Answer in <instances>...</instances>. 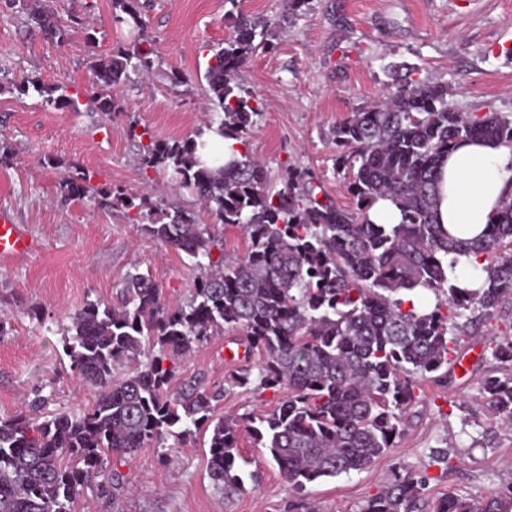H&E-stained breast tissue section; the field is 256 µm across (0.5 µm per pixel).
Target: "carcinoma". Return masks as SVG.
<instances>
[{"label":"carcinoma","mask_w":512,"mask_h":512,"mask_svg":"<svg viewBox=\"0 0 512 512\" xmlns=\"http://www.w3.org/2000/svg\"><path fill=\"white\" fill-rule=\"evenodd\" d=\"M240 0H224L233 24L224 42L210 49L204 72L211 104L205 128L167 141L148 129L141 163L167 173L205 204L212 223L195 211L153 204L146 194L119 187L93 188L79 171L62 177L68 197L91 195L101 209L135 211L144 234L185 254L199 270L186 306L165 304L148 274L130 273L120 304H86L71 317L65 354L78 380L101 388L79 413L40 414L35 394L10 419L0 420V512H72L85 485L104 477L102 491L125 490L119 467L140 450L191 429L209 433V477L224 497L243 490L237 465L239 433L277 464L292 493L324 478L360 472L397 447L416 383L458 361V340L512 298V197L503 198L496 220L473 239L448 236L438 223L439 169L459 144L476 139L512 145V114L458 112L448 104V85L392 84L385 100L336 124V167L347 174V209L308 171L289 166L276 186L266 169L242 149L224 160H201L203 139L214 131L246 145L259 115L257 96L238 72L258 50L274 48V33L295 22L310 0H286L277 21L244 13ZM27 21L46 38L63 41L81 18L59 21L40 0H23ZM113 22L137 34L128 47L92 56L88 69L97 108L117 109L114 91L129 73L154 66V41L145 35L144 4L112 0ZM34 91L45 103L79 110L68 87ZM389 199L401 212L397 224H375L369 211ZM240 225L246 253H224L215 225ZM471 257L485 274L483 287L463 288L448 277L459 258ZM207 263H202V260ZM422 287L434 308L419 312L403 295ZM464 322H459V319ZM226 329L240 331L245 362L213 390L193 377L170 390L175 364L198 344ZM492 356L512 362V336L497 337ZM171 365L166 366L164 362ZM135 365L114 379L115 366ZM254 386L279 395L274 409L245 416H214L224 394ZM486 404L501 426L512 429V372L480 381ZM425 473L396 475L359 512H425ZM433 512H512V481L481 499L450 495Z\"/></svg>","instance_id":"obj_1"}]
</instances>
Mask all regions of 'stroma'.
<instances>
[{
	"label": "stroma",
	"mask_w": 512,
	"mask_h": 512,
	"mask_svg": "<svg viewBox=\"0 0 512 512\" xmlns=\"http://www.w3.org/2000/svg\"><path fill=\"white\" fill-rule=\"evenodd\" d=\"M58 18L77 13L85 25L64 42L29 28L16 0H0V212L25 225L35 252L0 259V312L9 319L0 336V418L23 408L27 394L41 391L45 415L78 413L95 401L97 388L79 382L63 351L64 330L85 304H118L127 276L141 272L160 285L167 305L187 304L197 275L184 255L145 235L120 208L103 210L91 199H65L60 181L72 168L92 184L150 193L161 207L208 211L163 171L143 167L130 125L168 141L203 126L208 47L232 31L224 0H147V33L157 58L149 75H131L121 110H92L90 54L110 53L134 37L112 21V0H44ZM275 52H257L239 78L257 95L261 113L248 139L250 154L279 182L286 165L319 177L327 195L352 207L343 173L335 167L336 122L373 105L389 81L385 66L403 62L410 77L448 86L449 102L461 112L512 113V0H312L308 10L276 32ZM180 72L184 83L169 80ZM27 78L66 85L79 96V111L20 94ZM512 333V304L504 303L479 334H463L461 367L447 381L418 382L399 447L367 469L309 486L302 508L276 463L240 436L244 489L231 499L217 493L208 476V435L167 437L142 449L122 472L126 489L115 500L86 487L73 512H359L395 475L425 473L427 506L456 495L482 497L512 481V431L498 426L479 390L483 377L511 367L492 358L491 339ZM232 332L210 337L184 359L180 377L204 386L222 383L237 360ZM269 390L237 388L216 406L219 415L270 410Z\"/></svg>",
	"instance_id": "35a3bbf8"
}]
</instances>
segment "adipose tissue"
I'll use <instances>...</instances> for the list:
<instances>
[{"label":"adipose tissue","instance_id":"obj_1","mask_svg":"<svg viewBox=\"0 0 512 512\" xmlns=\"http://www.w3.org/2000/svg\"><path fill=\"white\" fill-rule=\"evenodd\" d=\"M438 217L449 234L472 238L492 223L512 194V146L472 141L452 152L442 168Z\"/></svg>","mask_w":512,"mask_h":512}]
</instances>
